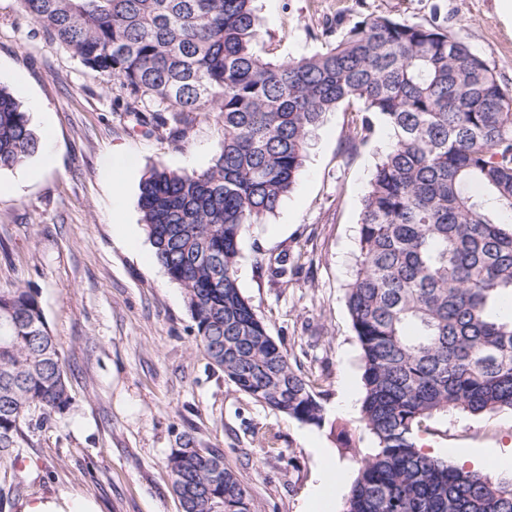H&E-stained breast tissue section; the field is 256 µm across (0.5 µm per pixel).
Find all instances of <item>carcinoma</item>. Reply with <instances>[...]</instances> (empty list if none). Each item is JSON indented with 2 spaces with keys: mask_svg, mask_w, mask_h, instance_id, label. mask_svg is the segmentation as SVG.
<instances>
[{
  "mask_svg": "<svg viewBox=\"0 0 512 512\" xmlns=\"http://www.w3.org/2000/svg\"><path fill=\"white\" fill-rule=\"evenodd\" d=\"M50 36L127 92L141 126L222 117L224 141L197 173L153 167L140 184L145 231L184 292L201 346L239 391L322 427V392L269 335L238 283L240 242L278 210L323 116L358 105L344 152L387 130L364 195L346 303L361 416L374 447L340 512H512V479L467 471L419 447L439 414L512 411V89L466 38L366 17L321 49L281 62L256 49L254 0H21ZM39 150L0 87V169ZM69 405L58 344L37 295L0 293V462ZM219 448L171 452L183 512H256Z\"/></svg>",
  "mask_w": 512,
  "mask_h": 512,
  "instance_id": "carcinoma-1",
  "label": "carcinoma"
}]
</instances>
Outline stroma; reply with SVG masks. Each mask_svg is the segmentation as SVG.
I'll use <instances>...</instances> for the list:
<instances>
[{"label": "stroma", "instance_id": "obj_1", "mask_svg": "<svg viewBox=\"0 0 512 512\" xmlns=\"http://www.w3.org/2000/svg\"><path fill=\"white\" fill-rule=\"evenodd\" d=\"M257 45L283 60L320 49L323 28L367 16L425 22L447 18L512 87V23L499 0H256ZM0 86L29 109L47 154L0 170V291L37 293L62 353L70 405L27 431L0 463V512L24 502L79 494L99 512H182L168 458L183 442L219 448L257 512H307L320 453L346 484L373 446L359 408V349L345 293L357 255L358 222L387 135L376 129L353 155L343 146L355 108L328 113L313 131L303 170L274 216L241 243V291L287 351L295 369L319 378L326 418L345 423L358 451H342L327 426L290 419L240 392L199 344L184 293L152 261L138 207L139 185L155 165L205 170L224 138L217 113H195L179 132L148 129L120 111L119 82L85 67L22 9L0 0ZM39 102L41 111L31 109ZM132 167L126 203L116 211L115 161ZM129 223L135 249L115 238ZM288 260L273 275L270 259ZM424 439L469 453L512 457V411L437 416Z\"/></svg>", "mask_w": 512, "mask_h": 512}]
</instances>
